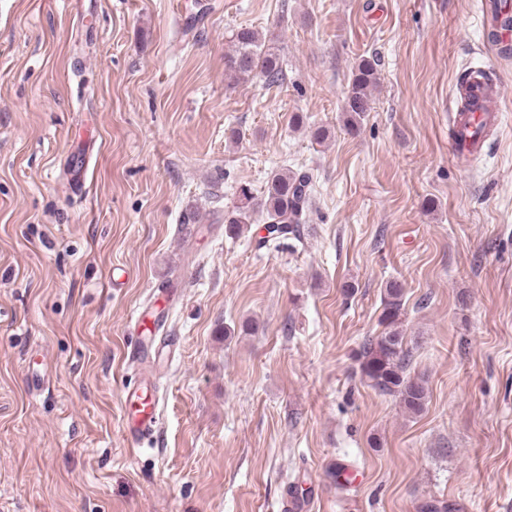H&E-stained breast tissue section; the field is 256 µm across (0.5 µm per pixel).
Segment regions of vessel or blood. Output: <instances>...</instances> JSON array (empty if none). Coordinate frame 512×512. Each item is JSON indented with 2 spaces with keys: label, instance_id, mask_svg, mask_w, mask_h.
I'll return each mask as SVG.
<instances>
[{
  "label": "vessel or blood",
  "instance_id": "1",
  "mask_svg": "<svg viewBox=\"0 0 512 512\" xmlns=\"http://www.w3.org/2000/svg\"><path fill=\"white\" fill-rule=\"evenodd\" d=\"M483 67L472 68L464 88L463 100L450 105L451 121L454 128L452 151L454 155L467 160L477 159L483 152L486 133L502 119L499 99L501 83L487 84ZM155 316L150 308H143L135 317V343L129 351L134 362H143L154 337L149 324ZM125 409L124 431L132 445L153 436L160 425V402L155 385L148 376H138L129 382L123 391Z\"/></svg>",
  "mask_w": 512,
  "mask_h": 512
}]
</instances>
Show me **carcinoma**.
Segmentation results:
<instances>
[{"mask_svg":"<svg viewBox=\"0 0 512 512\" xmlns=\"http://www.w3.org/2000/svg\"><path fill=\"white\" fill-rule=\"evenodd\" d=\"M225 72L235 79L262 78L275 84L283 80L282 62L272 41L251 28L233 34V48L224 56ZM377 82V63L362 60L352 72L346 95L349 132H360L359 121L369 109L371 90ZM313 178L307 171L282 169L271 174L261 199L247 185L239 187L231 210L224 213L225 232L239 235L250 223L252 213L265 216L268 240L281 243L301 238L300 225L313 198ZM403 293L395 283L385 289L380 323L386 331L365 340L359 352L360 372L370 386L398 397L406 410L417 413L423 408L426 390L423 381L405 375L410 351L401 336Z\"/></svg>","mask_w":512,"mask_h":512,"instance_id":"cac0c4a2","label":"carcinoma"}]
</instances>
